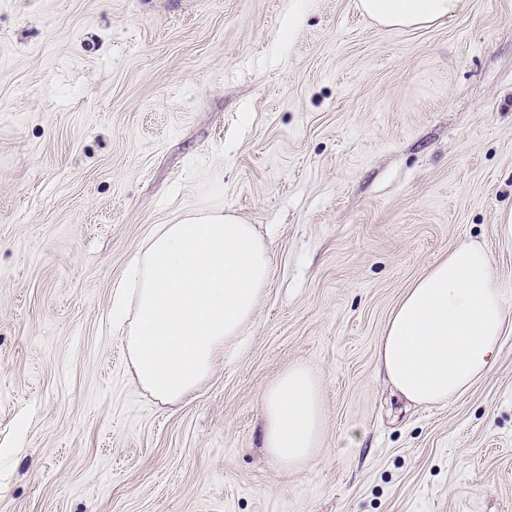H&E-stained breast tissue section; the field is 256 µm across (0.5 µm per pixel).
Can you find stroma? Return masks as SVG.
Returning <instances> with one entry per match:
<instances>
[{
	"label": "stroma",
	"mask_w": 512,
	"mask_h": 512,
	"mask_svg": "<svg viewBox=\"0 0 512 512\" xmlns=\"http://www.w3.org/2000/svg\"><path fill=\"white\" fill-rule=\"evenodd\" d=\"M359 0H0V512H512V332L418 407L376 347L461 241L512 302V0L388 30ZM253 225L244 343L174 405L136 382L115 286L155 225ZM322 380L317 458L263 393ZM321 393L319 377L306 365L295 364L263 396L264 448L286 471L308 466L321 448Z\"/></svg>",
	"instance_id": "obj_1"
}]
</instances>
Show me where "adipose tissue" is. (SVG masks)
<instances>
[{
	"label": "adipose tissue",
	"instance_id": "obj_1",
	"mask_svg": "<svg viewBox=\"0 0 512 512\" xmlns=\"http://www.w3.org/2000/svg\"><path fill=\"white\" fill-rule=\"evenodd\" d=\"M464 7L465 0H361L363 13L388 29L426 28ZM270 275L265 243L236 217L204 213L156 225L121 283L134 303L123 341L138 384L164 403L193 392L252 320ZM511 330L512 306L490 253L461 243L402 295L376 356L408 401L441 406L491 371ZM321 393L319 377L295 364L263 396L264 446L285 470L308 466L318 453Z\"/></svg>",
	"mask_w": 512,
	"mask_h": 512
}]
</instances>
